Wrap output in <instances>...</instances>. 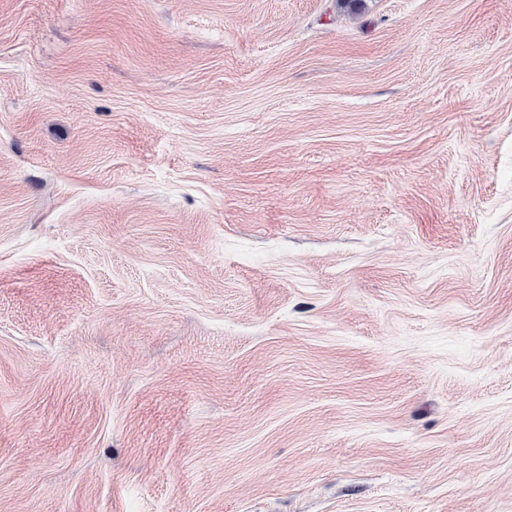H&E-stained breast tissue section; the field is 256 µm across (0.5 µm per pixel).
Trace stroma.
<instances>
[{"mask_svg": "<svg viewBox=\"0 0 512 512\" xmlns=\"http://www.w3.org/2000/svg\"><path fill=\"white\" fill-rule=\"evenodd\" d=\"M0 512H512V0H0Z\"/></svg>", "mask_w": 512, "mask_h": 512, "instance_id": "stroma-1", "label": "stroma"}]
</instances>
